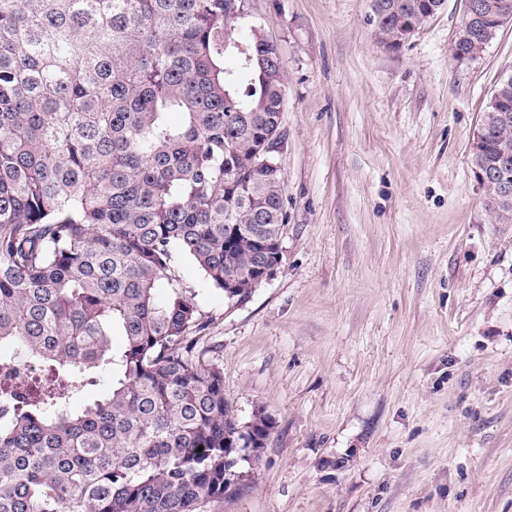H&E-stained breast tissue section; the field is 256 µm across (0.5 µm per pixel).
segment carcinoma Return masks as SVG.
Wrapping results in <instances>:
<instances>
[{
	"label": "carcinoma",
	"instance_id": "cac0c4a2",
	"mask_svg": "<svg viewBox=\"0 0 512 512\" xmlns=\"http://www.w3.org/2000/svg\"><path fill=\"white\" fill-rule=\"evenodd\" d=\"M379 2L389 47L440 10ZM228 4L0 0V362L41 372L27 396L0 387V512H205L266 444L272 417L241 421L220 369L196 362V294L175 274L189 258L244 299L281 261L283 171L251 159L281 131L284 70L260 31L232 37ZM495 27L456 50L480 57ZM479 132L471 164L493 169L512 76ZM489 210L512 224V197Z\"/></svg>",
	"mask_w": 512,
	"mask_h": 512
}]
</instances>
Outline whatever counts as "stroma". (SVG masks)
Listing matches in <instances>:
<instances>
[{
	"label": "stroma",
	"mask_w": 512,
	"mask_h": 512,
	"mask_svg": "<svg viewBox=\"0 0 512 512\" xmlns=\"http://www.w3.org/2000/svg\"><path fill=\"white\" fill-rule=\"evenodd\" d=\"M463 13L391 51L371 0H241L233 37L284 64L281 262L244 299L176 275L201 361L274 427L206 512H512V224L471 165L512 25L460 64Z\"/></svg>",
	"instance_id": "obj_1"
}]
</instances>
